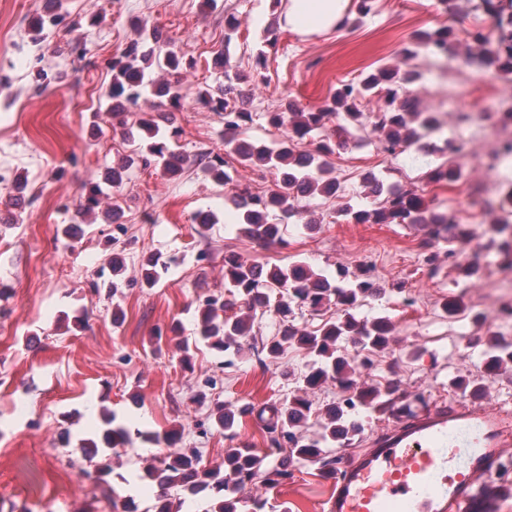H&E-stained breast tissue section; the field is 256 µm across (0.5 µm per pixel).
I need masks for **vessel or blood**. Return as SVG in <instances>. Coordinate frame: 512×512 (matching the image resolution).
Instances as JSON below:
<instances>
[{
  "mask_svg": "<svg viewBox=\"0 0 512 512\" xmlns=\"http://www.w3.org/2000/svg\"><path fill=\"white\" fill-rule=\"evenodd\" d=\"M511 446V410L432 405L343 458L325 512H467Z\"/></svg>",
  "mask_w": 512,
  "mask_h": 512,
  "instance_id": "vessel-or-blood-1",
  "label": "vessel or blood"
}]
</instances>
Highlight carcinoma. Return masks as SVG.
Masks as SVG:
<instances>
[{"label": "carcinoma", "mask_w": 512, "mask_h": 512, "mask_svg": "<svg viewBox=\"0 0 512 512\" xmlns=\"http://www.w3.org/2000/svg\"><path fill=\"white\" fill-rule=\"evenodd\" d=\"M477 9L493 21L495 35L480 31L471 33L477 45L468 53L462 63L467 67L496 72L512 81V0H479ZM62 21L59 0H50L43 11L33 18L30 26L32 42L40 45L48 40ZM455 36V29L445 27L425 35L423 45L433 53L448 50V41ZM187 64L184 56L169 48L164 51L149 46L147 40L139 37L132 40L123 53L108 62L112 71V85L107 96L112 100V115L119 117L131 112L139 98L152 96L157 108L182 107L183 95L180 88L166 78L152 76L157 69L171 75ZM224 95L215 97L203 89L198 98L212 111L223 116L224 127L234 132L232 151L240 163L272 170L276 174V188L264 194H257L250 207L244 209L239 201L233 206L240 211L239 232L255 242L270 246L282 241L280 225L270 222L269 217L280 213L284 216L295 212L296 203L317 196L334 198L342 191L341 182L333 175L332 166L324 160L331 152L329 144H322L317 152L300 151L298 141L310 132L322 129L329 117L345 113L347 120L358 122L362 118L357 101L370 95L379 96L374 125L385 131L383 149L393 152L397 148L436 132L440 129L437 117L423 114L416 108L397 103L405 94V85L414 80L413 75H400L399 70L383 67L369 74L360 85L345 83L336 88L330 99L317 112H305L290 103L282 111L267 113V122L275 128L289 127L288 134L278 148L254 145L243 137L252 114L237 106L233 95L235 85L247 82L248 76L224 70ZM136 128L142 132L141 139L150 141L146 154L128 158L123 164L109 170L105 182L119 187L130 179L132 168H147L154 164L170 176L183 171V156L172 150L153 116H141ZM198 163L212 179L223 184L229 175L224 171V156L211 150L198 156ZM104 193L97 183L85 188L83 201L76 208L73 222L98 208ZM346 214L357 223L374 221L387 224H432L448 226V216L429 211L420 195L396 193L373 209H348ZM167 263L160 257L150 255L141 264V283L150 287L156 284ZM225 292L209 294L199 300L197 324L192 339H183V350L190 345L203 342L212 349L223 352L237 351L241 343L252 335L254 316L257 310L271 312L278 317V333L267 344L268 356L276 358L286 344H297L310 355L306 365L304 382L314 387L332 378L346 390H355L346 404H333L325 409L321 431L313 437L296 434L292 429L303 427L314 414L313 402L303 396H295L286 405L271 409L268 429L286 434L289 448L280 465L266 467V456L243 445L230 448L224 455V469L210 468L201 464L199 454L180 449L163 456L145 460L142 479L145 486L154 490L151 512H175L171 501V490L176 489L184 496H195L210 489L215 492L208 512H238L242 501L240 493L248 476L263 475L271 482L288 474V459L298 458L318 464L333 472V460L329 453L350 443L358 435L360 426L357 417L364 413L383 412L396 402L394 391L378 388H357L355 369L345 371L349 365L347 357L339 354L338 342L347 336L355 337L361 349L373 354H383L388 349L391 321L386 316L359 320L354 310L366 294L377 290L369 282L341 272L333 277L322 270H314L303 264L291 268L272 266L262 268L236 255L224 259ZM334 303L337 317L327 321L314 333L301 330L290 319L293 307L308 306L317 309L325 303ZM491 368H499L512 362V342L500 339L491 343L484 352ZM115 417L108 413L101 419L92 437L83 440L82 452L89 461L96 462L99 475L95 489L103 498L112 500V464L110 451L127 443L130 430L114 425Z\"/></svg>", "instance_id": "carcinoma-1"}]
</instances>
